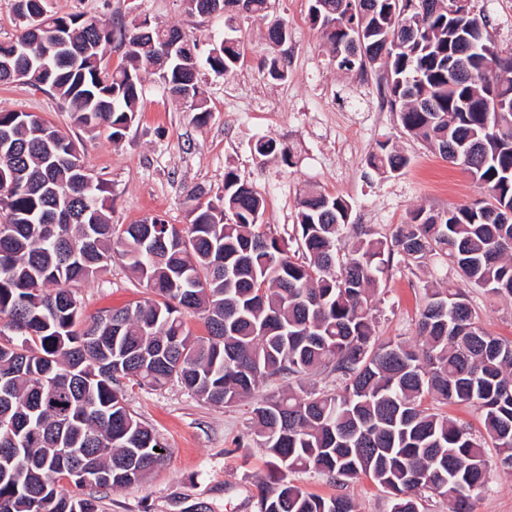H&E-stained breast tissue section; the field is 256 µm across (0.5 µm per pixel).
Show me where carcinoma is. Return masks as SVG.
I'll return each mask as SVG.
<instances>
[{
  "label": "carcinoma",
  "instance_id": "carcinoma-1",
  "mask_svg": "<svg viewBox=\"0 0 512 512\" xmlns=\"http://www.w3.org/2000/svg\"><path fill=\"white\" fill-rule=\"evenodd\" d=\"M24 2L20 33L0 41V60L14 64L0 82L51 92L74 124L114 136L135 121L142 71L202 125L201 64L229 77L243 56L234 10L202 59L197 39L175 26L142 36L135 19L116 28ZM309 21L339 69L384 68V97L408 133L448 159L469 148L466 170L487 199L419 207L388 238L351 223L345 197L313 191L299 201L293 252L262 223L263 198L230 170L216 199L189 197L181 227L159 217L114 224L105 184L87 174L68 135L35 113L0 111V512H97L95 498L73 499L63 483L142 480L166 446L130 412L126 387L172 379L226 406L273 377L336 375L334 392L256 400L250 437L274 469L257 512H356L347 494L322 497L283 476L310 470L340 488L371 478L392 495L390 512H420L426 492L448 499L451 512H472L490 480L484 442L512 468V340L488 335L459 289L424 286L413 344L377 341L373 306L396 254L417 264L443 256L467 281L512 299V112L497 111V99L512 101V52L485 54L494 44L486 17L471 8L450 15L444 0H311ZM180 36V57L162 63ZM117 37L126 63L110 69L106 49ZM267 37L282 46L288 23L271 22ZM263 66L274 80L288 76L285 55ZM408 162L386 142L369 158L389 175ZM117 256L153 297L84 318L73 286ZM191 317L205 334L192 331ZM428 397L478 407L482 434L431 411Z\"/></svg>",
  "mask_w": 512,
  "mask_h": 512
}]
</instances>
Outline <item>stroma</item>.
Returning a JSON list of instances; mask_svg holds the SVG:
<instances>
[{"label":"stroma","instance_id":"1","mask_svg":"<svg viewBox=\"0 0 512 512\" xmlns=\"http://www.w3.org/2000/svg\"><path fill=\"white\" fill-rule=\"evenodd\" d=\"M503 51L512 50V0H472ZM310 0H270L267 17H241L245 59L231 77L201 68L199 86L210 117L197 125L153 75H145L135 122L112 140L104 126L79 127L58 98L21 83L0 84V111L40 115L74 139L86 168L106 185L111 221L135 224L148 216L188 223V197L196 188L216 195L234 171L265 200L264 223L292 232L298 201L319 190L347 198L354 223L389 236L419 207L445 210L485 198L486 190L460 166L407 133L397 111L383 104L381 70H339L330 49L309 22ZM46 14H81L110 23L149 18L176 26L199 42L200 54L224 35V15L189 12L183 0H44ZM287 22L288 78L268 79L261 63L272 53L269 21ZM274 139L287 156H263L259 139ZM406 155L395 175L372 170L379 143ZM463 288L491 335L512 339V300L463 285L437 257L410 265L395 257L375 298V334L382 341H415L418 309L427 283ZM85 317L149 298L124 261L113 259L95 280L78 286ZM127 406L167 447L165 460L142 481L100 493L98 512H257V483L268 458L249 437L252 400L215 406L172 381L160 388L133 387ZM489 484L474 512H512V470L487 447Z\"/></svg>","mask_w":512,"mask_h":512}]
</instances>
